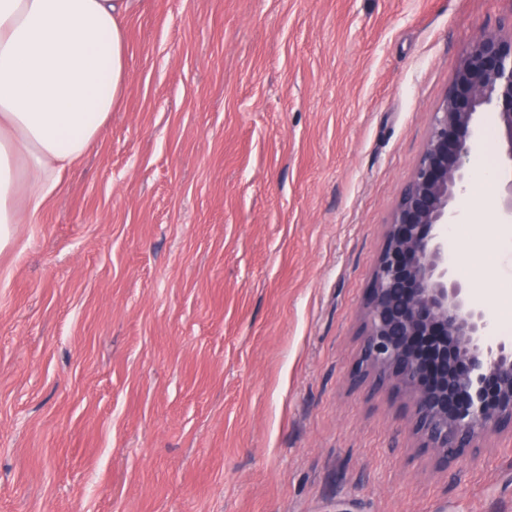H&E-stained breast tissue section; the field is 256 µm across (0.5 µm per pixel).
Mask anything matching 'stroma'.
Segmentation results:
<instances>
[{
  "instance_id": "obj_1",
  "label": "stroma",
  "mask_w": 512,
  "mask_h": 512,
  "mask_svg": "<svg viewBox=\"0 0 512 512\" xmlns=\"http://www.w3.org/2000/svg\"><path fill=\"white\" fill-rule=\"evenodd\" d=\"M128 81L0 251V512H512V433L442 461L352 380L387 227L512 0H133ZM448 243L487 316L511 172Z\"/></svg>"
}]
</instances>
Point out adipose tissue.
Segmentation results:
<instances>
[{"label": "adipose tissue", "mask_w": 512, "mask_h": 512, "mask_svg": "<svg viewBox=\"0 0 512 512\" xmlns=\"http://www.w3.org/2000/svg\"><path fill=\"white\" fill-rule=\"evenodd\" d=\"M132 0H0V250L109 121ZM30 191L17 205L18 179Z\"/></svg>", "instance_id": "1"}]
</instances>
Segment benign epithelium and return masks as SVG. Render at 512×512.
<instances>
[{"label":"benign epithelium","mask_w":512,"mask_h":512,"mask_svg":"<svg viewBox=\"0 0 512 512\" xmlns=\"http://www.w3.org/2000/svg\"><path fill=\"white\" fill-rule=\"evenodd\" d=\"M497 119L512 168V32L475 40L434 113L421 158L388 225L364 303L353 381L373 374L409 396L413 431L441 459L490 433L512 432V345L483 343L489 322L448 271V235L481 141Z\"/></svg>","instance_id":"benign-epithelium-1"}]
</instances>
